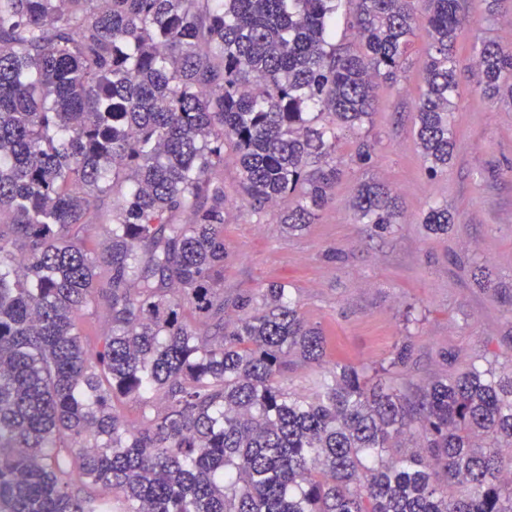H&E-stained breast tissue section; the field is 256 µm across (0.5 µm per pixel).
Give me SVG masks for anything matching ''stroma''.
<instances>
[{
    "label": "stroma",
    "mask_w": 512,
    "mask_h": 512,
    "mask_svg": "<svg viewBox=\"0 0 512 512\" xmlns=\"http://www.w3.org/2000/svg\"><path fill=\"white\" fill-rule=\"evenodd\" d=\"M461 7L469 25L457 45L460 95L447 173L427 174L414 134L428 45L420 28L398 84L381 85L369 119L337 145L343 173L319 223L291 230L232 198L224 226L225 293L286 284L322 330L331 362L373 371L388 366L395 344L410 342L406 374L419 384L446 372L440 354L448 349L460 368L512 354V320L503 314L512 298V108L491 106L474 74L482 42L512 47V0H461ZM363 139L372 146L365 163L355 157ZM361 180L398 196L397 224L358 223L350 200ZM435 203L448 207L447 234L423 222ZM477 264L490 269L492 289L475 284Z\"/></svg>",
    "instance_id": "obj_1"
}]
</instances>
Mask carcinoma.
Wrapping results in <instances>:
<instances>
[{"instance_id": "1", "label": "carcinoma", "mask_w": 512, "mask_h": 512, "mask_svg": "<svg viewBox=\"0 0 512 512\" xmlns=\"http://www.w3.org/2000/svg\"><path fill=\"white\" fill-rule=\"evenodd\" d=\"M340 2L0 0V512H512L511 355L415 385L403 342L373 376L336 360L309 397L284 377L327 341L288 288L224 296V162L255 212L291 199L280 223H317L336 145L420 27L415 137L430 175L448 168L460 0H354L358 53L334 40ZM474 67L512 105V47L482 43ZM352 209L396 223L377 183ZM423 223L448 232V206Z\"/></svg>"}]
</instances>
